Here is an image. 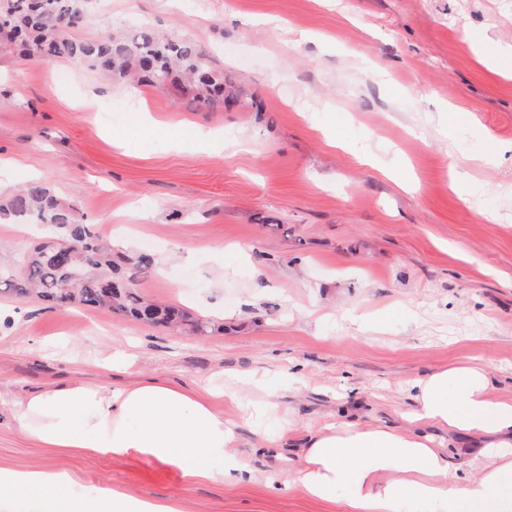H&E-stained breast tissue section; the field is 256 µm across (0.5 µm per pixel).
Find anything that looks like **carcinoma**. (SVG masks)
<instances>
[{
	"instance_id": "cac0c4a2",
	"label": "carcinoma",
	"mask_w": 512,
	"mask_h": 512,
	"mask_svg": "<svg viewBox=\"0 0 512 512\" xmlns=\"http://www.w3.org/2000/svg\"><path fill=\"white\" fill-rule=\"evenodd\" d=\"M90 0H0V48L27 59L51 62L67 59L100 69L120 80L164 88L181 86L190 102L222 109L224 71L210 65L200 45L189 38L160 35L142 27L133 36L109 33L98 39L79 40L68 31L83 24ZM31 221L55 231V236L9 263H0V287L19 300L31 295L62 309L94 307L136 321L202 333L206 324L176 306L154 303L135 288L124 259L112 257L90 225L81 221L75 207L39 182H30L0 200V221ZM76 242L64 266L49 255L64 243Z\"/></svg>"
}]
</instances>
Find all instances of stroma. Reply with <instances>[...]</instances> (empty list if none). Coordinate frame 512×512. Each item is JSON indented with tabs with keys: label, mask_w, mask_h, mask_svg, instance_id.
<instances>
[{
	"label": "stroma",
	"mask_w": 512,
	"mask_h": 512,
	"mask_svg": "<svg viewBox=\"0 0 512 512\" xmlns=\"http://www.w3.org/2000/svg\"><path fill=\"white\" fill-rule=\"evenodd\" d=\"M142 26L198 42L232 102L0 53V198L37 181L70 199L116 251L153 256L138 291L209 329L1 294L0 410L53 383L221 387L209 403L254 477L46 448L6 418L0 469L182 512H347L266 484L308 432L403 424L410 382L463 363L512 397V68L479 61L512 46V0H95L71 35Z\"/></svg>",
	"instance_id": "1"
}]
</instances>
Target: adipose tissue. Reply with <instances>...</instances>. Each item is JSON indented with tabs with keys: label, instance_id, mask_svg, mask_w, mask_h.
I'll list each match as a JSON object with an SVG mask.
<instances>
[{
	"label": "adipose tissue",
	"instance_id": "obj_1",
	"mask_svg": "<svg viewBox=\"0 0 512 512\" xmlns=\"http://www.w3.org/2000/svg\"><path fill=\"white\" fill-rule=\"evenodd\" d=\"M487 366L461 364L416 379V427L367 426L340 419L310 433L288 478L310 498L344 493L348 512H512V399L493 396ZM11 421L46 448H84L100 456L136 453L170 467L194 461L198 474L243 476L237 438L207 399L154 380L132 387L74 383L15 398ZM433 426L469 438L483 462L448 481L447 448ZM71 477L52 468L0 470V512L24 500L29 512H181L173 501L97 488L82 501Z\"/></svg>",
	"mask_w": 512,
	"mask_h": 512
}]
</instances>
